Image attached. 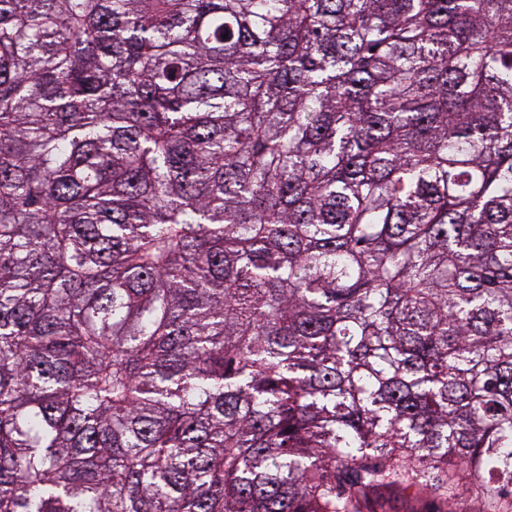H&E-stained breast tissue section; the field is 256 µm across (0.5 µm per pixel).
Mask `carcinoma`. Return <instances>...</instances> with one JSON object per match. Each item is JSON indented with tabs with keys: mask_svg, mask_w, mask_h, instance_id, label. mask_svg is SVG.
I'll use <instances>...</instances> for the list:
<instances>
[{
	"mask_svg": "<svg viewBox=\"0 0 512 512\" xmlns=\"http://www.w3.org/2000/svg\"><path fill=\"white\" fill-rule=\"evenodd\" d=\"M512 512V0H0V512ZM374 498L377 512H430L445 509L442 502L427 492L414 496L398 487L382 488L375 493Z\"/></svg>",
	"mask_w": 512,
	"mask_h": 512,
	"instance_id": "carcinoma-1",
	"label": "carcinoma"
}]
</instances>
